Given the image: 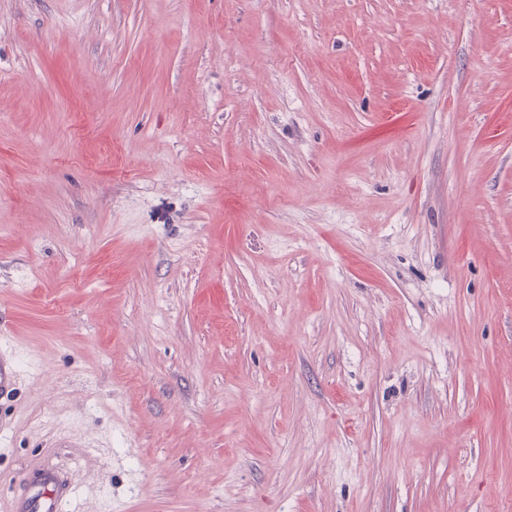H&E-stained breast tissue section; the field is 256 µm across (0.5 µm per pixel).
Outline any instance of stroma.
<instances>
[{
	"instance_id": "stroma-1",
	"label": "stroma",
	"mask_w": 512,
	"mask_h": 512,
	"mask_svg": "<svg viewBox=\"0 0 512 512\" xmlns=\"http://www.w3.org/2000/svg\"><path fill=\"white\" fill-rule=\"evenodd\" d=\"M0 487L79 512H512V0H0ZM0 351V399L8 397L14 390L17 368L14 359ZM38 479L30 481L26 496L10 501L6 512H66L73 492L68 483L49 469H40Z\"/></svg>"
}]
</instances>
